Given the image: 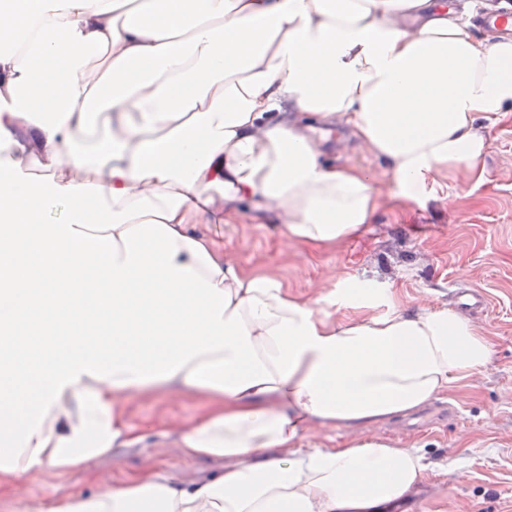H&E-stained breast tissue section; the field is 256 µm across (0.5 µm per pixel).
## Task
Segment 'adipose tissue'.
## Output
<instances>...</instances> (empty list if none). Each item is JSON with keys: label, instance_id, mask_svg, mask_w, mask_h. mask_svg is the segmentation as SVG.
<instances>
[{"label": "adipose tissue", "instance_id": "obj_1", "mask_svg": "<svg viewBox=\"0 0 512 512\" xmlns=\"http://www.w3.org/2000/svg\"><path fill=\"white\" fill-rule=\"evenodd\" d=\"M0 493L143 442L124 402L193 393L187 482L148 465L50 512H385L430 464L375 429L488 362L441 307L337 321L208 228L250 218L307 246L357 237L374 177L322 159L338 124L403 198L482 179L478 119L512 109V38H477L450 0H0ZM39 150L42 171L22 158ZM251 211H244V202ZM110 335H53L59 312ZM343 429L333 448L303 447Z\"/></svg>", "mask_w": 512, "mask_h": 512}]
</instances>
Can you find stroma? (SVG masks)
Listing matches in <instances>:
<instances>
[{
	"instance_id": "35a3bbf8",
	"label": "stroma",
	"mask_w": 512,
	"mask_h": 512,
	"mask_svg": "<svg viewBox=\"0 0 512 512\" xmlns=\"http://www.w3.org/2000/svg\"><path fill=\"white\" fill-rule=\"evenodd\" d=\"M346 132L327 129L323 151L336 167L360 166L376 177L386 198L373 224L338 246L310 247L288 240L281 224L242 219L223 229L224 250L249 273L272 271L292 291L316 298V308L341 319L354 315L342 297L351 284L371 289L377 312H387L386 289L406 313L447 305L448 289L460 283L482 290L487 312L474 323L487 337L491 357L472 378L454 384L440 400L457 418L437 426L405 429L404 419L380 427L389 438L423 446L432 469L411 498L389 512H512V113L489 130L483 180L449 174L422 202L403 201L385 162L352 148L337 152ZM204 409L198 397H133L126 416L136 426L160 429ZM185 479L207 476L208 459L182 458L174 437H148L116 448L111 460L89 472L27 477L0 496V512H49L62 494L93 491L94 478L117 480L147 464Z\"/></svg>"
}]
</instances>
